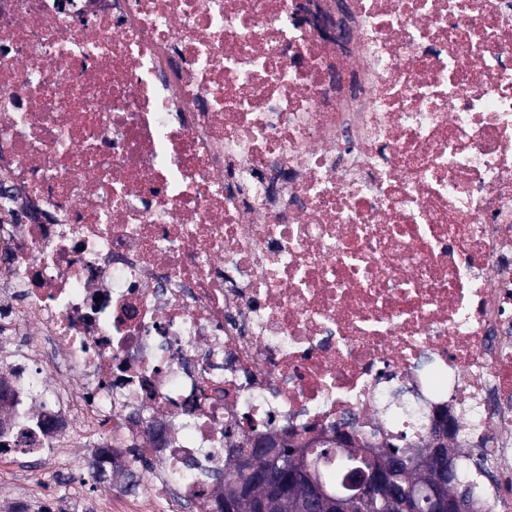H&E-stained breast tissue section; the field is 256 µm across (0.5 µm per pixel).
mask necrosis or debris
<instances>
[{
	"label": "necrosis or debris",
	"instance_id": "4bbe7bcc",
	"mask_svg": "<svg viewBox=\"0 0 512 512\" xmlns=\"http://www.w3.org/2000/svg\"><path fill=\"white\" fill-rule=\"evenodd\" d=\"M0 372L99 512L443 416L512 512V0H0ZM271 443L277 442L272 438L259 436L253 446H251V448H253L251 453L246 454V456L249 457L251 471L257 477L269 473L278 474L287 468L289 473V471H292L298 464H301V461H297L296 457L293 455L294 450L298 447L297 443L290 445L288 444V440H282L278 443L280 448L273 449V451L279 449L278 455H274L273 453L268 454L267 452L259 450V448H264L262 447L263 445H269Z\"/></svg>",
	"mask_w": 512,
	"mask_h": 512
}]
</instances>
